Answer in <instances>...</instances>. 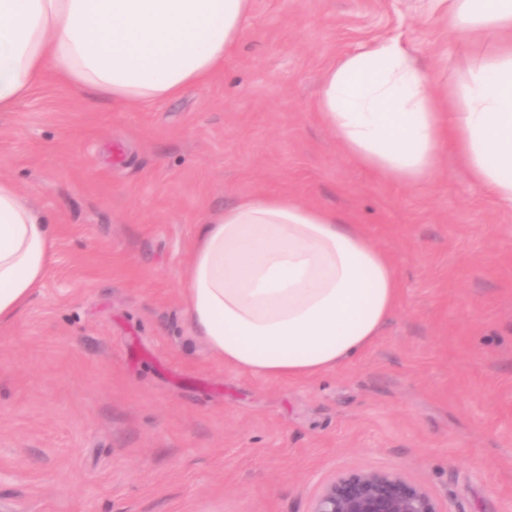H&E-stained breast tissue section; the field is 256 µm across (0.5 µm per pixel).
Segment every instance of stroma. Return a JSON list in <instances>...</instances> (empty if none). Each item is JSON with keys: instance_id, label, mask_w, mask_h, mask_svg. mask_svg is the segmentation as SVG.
<instances>
[{"instance_id": "stroma-1", "label": "stroma", "mask_w": 512, "mask_h": 512, "mask_svg": "<svg viewBox=\"0 0 512 512\" xmlns=\"http://www.w3.org/2000/svg\"><path fill=\"white\" fill-rule=\"evenodd\" d=\"M387 38L436 95L495 46L436 0H252L223 71L177 98L49 78L0 114V177L58 226L0 324V512H310L351 471L512 512V209L451 156L374 180L315 115L325 72ZM268 192L347 214L398 275L373 344L315 378L239 373L181 317L199 217Z\"/></svg>"}]
</instances>
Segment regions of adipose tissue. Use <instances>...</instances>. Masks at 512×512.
Masks as SVG:
<instances>
[{
	"label": "adipose tissue",
	"mask_w": 512,
	"mask_h": 512,
	"mask_svg": "<svg viewBox=\"0 0 512 512\" xmlns=\"http://www.w3.org/2000/svg\"><path fill=\"white\" fill-rule=\"evenodd\" d=\"M251 0H0V112L46 76L114 105L208 81L243 37ZM448 27L491 33L495 54L463 91L433 96L395 38L329 68L320 123L372 178L419 185L447 154L512 208V0H448ZM57 226L0 178V321L42 279ZM400 300L388 255L362 225L284 194H256L197 224L183 310L232 369L305 379L359 357Z\"/></svg>",
	"instance_id": "obj_1"
}]
</instances>
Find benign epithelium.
Wrapping results in <instances>:
<instances>
[{"mask_svg": "<svg viewBox=\"0 0 512 512\" xmlns=\"http://www.w3.org/2000/svg\"><path fill=\"white\" fill-rule=\"evenodd\" d=\"M311 512H445L420 485L398 473L351 472L328 483Z\"/></svg>", "mask_w": 512, "mask_h": 512, "instance_id": "7a95c632", "label": "benign epithelium"}]
</instances>
